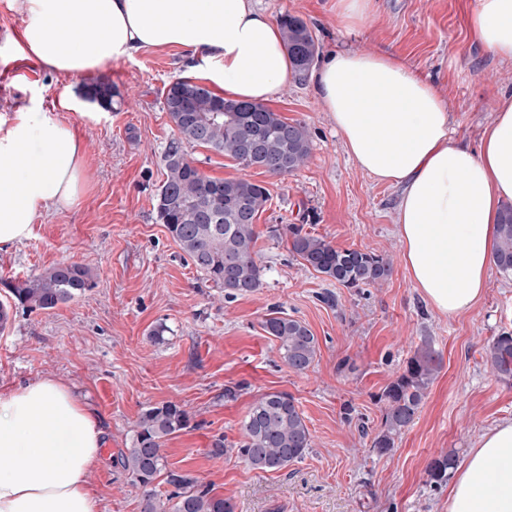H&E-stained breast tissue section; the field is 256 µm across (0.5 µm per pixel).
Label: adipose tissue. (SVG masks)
Masks as SVG:
<instances>
[{
  "label": "adipose tissue",
  "instance_id": "1",
  "mask_svg": "<svg viewBox=\"0 0 512 512\" xmlns=\"http://www.w3.org/2000/svg\"><path fill=\"white\" fill-rule=\"evenodd\" d=\"M24 56L59 75L105 69L147 49L208 67L225 97L275 100L294 77L280 30L252 0H10ZM472 32L512 61V0H476ZM307 79L348 154L403 188L396 232L413 288L454 317L485 295L501 209L512 201V97L479 148L451 139L435 85L395 56L340 51ZM90 162L74 127L31 102L0 120V252L29 239L47 208L74 207ZM101 420L71 387L43 376L0 389V512H99L90 477ZM448 512H512V419L488 429L457 469Z\"/></svg>",
  "mask_w": 512,
  "mask_h": 512
}]
</instances>
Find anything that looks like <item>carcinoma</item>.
I'll return each instance as SVG.
<instances>
[{"mask_svg": "<svg viewBox=\"0 0 512 512\" xmlns=\"http://www.w3.org/2000/svg\"><path fill=\"white\" fill-rule=\"evenodd\" d=\"M284 46L295 72L304 76L317 53L312 31L300 18L280 19ZM165 106L176 136L165 148V179L156 209L159 221L196 270L225 297L235 298L258 290L265 267L256 260L255 221L269 201L266 187L243 177L208 179L200 174L185 145H199L232 157L243 167H259L276 175L296 172L309 160L311 143L301 122L289 123L258 103L226 100L208 87L185 79L169 84ZM291 251L304 265L345 288L374 287L390 275L387 257L372 251L334 246L304 230L286 225ZM498 271L512 275V206L502 210L495 252ZM91 288L88 272L74 263H59L46 271L11 284L14 299L27 310L46 311L67 303ZM263 330L278 345L282 362L302 373L315 362L317 336L302 321L282 311L265 315ZM486 362L504 380L512 379V333L503 332L488 345ZM441 369V358L425 339L414 349L401 374L383 390L385 408L371 448L383 456L409 428ZM189 412L174 402L148 405L139 413L131 448L123 465L133 485L143 490L141 512H234L231 501L214 495L189 474L167 470L165 442L186 429ZM242 439L230 446L215 436L212 454L232 450L253 469L275 472L303 458L312 439L297 400L284 391L262 394L241 424ZM459 453L451 448L432 459L428 482L440 487L456 469ZM174 491L161 495L153 484L162 473Z\"/></svg>", "mask_w": 512, "mask_h": 512, "instance_id": "carcinoma-1", "label": "carcinoma"}]
</instances>
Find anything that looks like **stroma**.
I'll list each match as a JSON object with an SVG mask.
<instances>
[{"instance_id":"stroma-1","label":"stroma","mask_w":512,"mask_h":512,"mask_svg":"<svg viewBox=\"0 0 512 512\" xmlns=\"http://www.w3.org/2000/svg\"><path fill=\"white\" fill-rule=\"evenodd\" d=\"M256 2L272 19H303L317 59L340 49L399 56L434 82L455 118L454 139L470 146L512 95V63L469 30L475 0H375L353 30L339 25L335 0ZM22 24L0 0V118L38 101L76 128L92 167L89 189L73 208L48 209L31 238L0 253V301L12 305L0 332V388L51 375L99 414L106 429L94 475L99 512H141L142 491L122 458L142 408L168 401L191 416L189 427L164 445L168 470L197 477L230 498L235 512H448L447 488L427 483L429 462L450 448L467 455L485 431L512 418V380L495 375L485 358L494 336L512 333V277L491 271L485 296L470 311L451 318L433 312L402 262L399 188L356 164L310 84L294 78L271 108L309 129L311 155L298 171L273 176L186 148L205 177H245L270 195L255 224L263 285L225 298L183 255L155 208L164 149L176 133L164 89L179 78L206 83L205 70L187 69L176 52L151 49L100 72L61 77L20 55ZM94 81L112 86L108 116L62 109L63 86ZM283 224L384 255L392 273L360 290L325 281L291 252L278 232ZM61 262L86 268L91 288L48 311L14 303L11 282ZM274 307L306 323L319 340L306 373L283 364L262 328ZM159 327L164 333L156 341L151 333ZM425 339L439 352L441 369L394 450L377 456L371 440L381 425L380 395ZM228 387L236 388L234 398H225ZM270 391L298 401L312 436L309 453L279 472L251 469L231 450L213 456L214 437L239 442L249 406Z\"/></svg>"}]
</instances>
